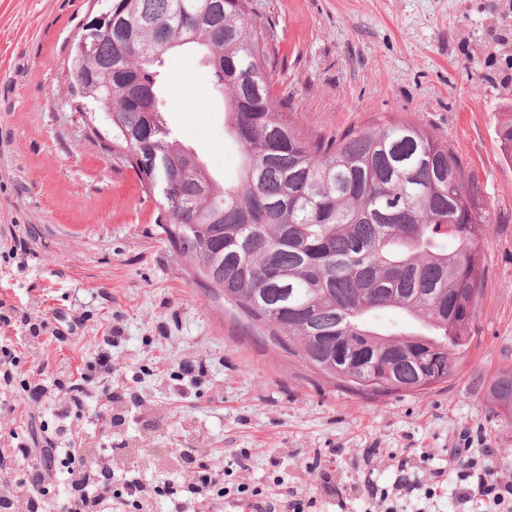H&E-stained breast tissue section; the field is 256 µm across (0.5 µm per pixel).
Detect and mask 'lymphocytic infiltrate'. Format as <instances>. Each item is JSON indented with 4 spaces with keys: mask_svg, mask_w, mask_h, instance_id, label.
Listing matches in <instances>:
<instances>
[{
    "mask_svg": "<svg viewBox=\"0 0 512 512\" xmlns=\"http://www.w3.org/2000/svg\"><path fill=\"white\" fill-rule=\"evenodd\" d=\"M112 355L99 352L69 377L67 384L49 392L34 386L36 396L54 403L67 418H83V397L89 390L100 391L104 398L100 418L104 427L112 425L113 392L105 386L103 377L111 373ZM178 456L193 465L194 481L188 496H179L173 485L162 487L132 479L122 488L112 486L114 456L108 448H68L58 451L55 436L44 439L40 452L32 449L0 448V497L13 501L12 512H47V495L56 473H63L68 485L82 486L81 495H66L59 512H150L153 500L170 497L175 512H202L208 502L223 498L224 475L211 469L194 449L181 448ZM495 454L491 448H452L448 451V466L436 469L434 478L451 473L456 477L454 500L458 507L486 504L494 512H512V483L490 476Z\"/></svg>",
    "mask_w": 512,
    "mask_h": 512,
    "instance_id": "f902f5d3",
    "label": "lymphocytic infiltrate"
}]
</instances>
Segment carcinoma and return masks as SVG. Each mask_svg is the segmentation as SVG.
<instances>
[{
  "label": "carcinoma",
  "instance_id": "obj_1",
  "mask_svg": "<svg viewBox=\"0 0 512 512\" xmlns=\"http://www.w3.org/2000/svg\"><path fill=\"white\" fill-rule=\"evenodd\" d=\"M112 31L92 53L70 49L77 97L112 109V147L160 225L206 287L275 346L359 394H413L445 382L470 344L493 222L448 145L392 120L325 139L273 97L261 26L247 0H108ZM204 53L243 165L217 180L167 125L164 56ZM512 163V113L497 129ZM182 178L171 202L166 178ZM397 308L409 328L371 320ZM490 411L512 419V370L491 384Z\"/></svg>",
  "mask_w": 512,
  "mask_h": 512
}]
</instances>
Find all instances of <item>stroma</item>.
I'll use <instances>...</instances> for the list:
<instances>
[{"label":"stroma","mask_w":512,"mask_h":512,"mask_svg":"<svg viewBox=\"0 0 512 512\" xmlns=\"http://www.w3.org/2000/svg\"><path fill=\"white\" fill-rule=\"evenodd\" d=\"M248 2L276 56L275 92L299 126L332 138L393 118L420 124L448 143L491 209L484 291L455 375L412 395L348 393L194 281L159 234L154 197L76 118L67 55L99 0H0V299L84 315L77 338L42 345L48 379L110 348L113 372L140 398L120 402L112 431L84 434L133 449L116 478L185 489L163 460L198 448L229 494L242 483L273 496L295 486L316 498L315 512H337L341 499L357 512L365 482L390 486L405 459L419 470L415 498L435 489L427 512H449L451 489L431 476L449 449H495L494 476L512 482V420L486 396L512 369V165L494 134L512 108V0ZM165 70L169 127L214 175L235 180L241 153L202 56L168 55ZM17 242L27 248L20 267L3 259ZM114 326L121 337L106 344ZM184 360L202 373L181 376ZM27 382L0 392L16 406L0 436L18 445L67 424Z\"/></svg>","instance_id":"1"}]
</instances>
